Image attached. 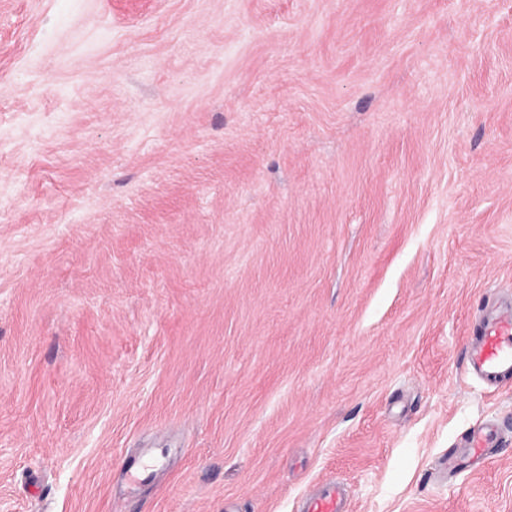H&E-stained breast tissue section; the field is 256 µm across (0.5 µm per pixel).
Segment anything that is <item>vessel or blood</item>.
Masks as SVG:
<instances>
[{"label":"vessel or blood","mask_w":512,"mask_h":512,"mask_svg":"<svg viewBox=\"0 0 512 512\" xmlns=\"http://www.w3.org/2000/svg\"><path fill=\"white\" fill-rule=\"evenodd\" d=\"M474 372L486 382H495L501 373L512 372V308L492 314L470 357ZM304 512H343V501L337 486L310 497Z\"/></svg>","instance_id":"1"}]
</instances>
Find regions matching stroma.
Instances as JSON below:
<instances>
[{
    "mask_svg": "<svg viewBox=\"0 0 512 512\" xmlns=\"http://www.w3.org/2000/svg\"><path fill=\"white\" fill-rule=\"evenodd\" d=\"M494 304L512 0H0V512H512ZM470 365L488 383L501 373L512 372V307L489 316ZM339 488L331 485L330 488L319 495L310 497L304 505L303 512H345Z\"/></svg>",
    "mask_w": 512,
    "mask_h": 512,
    "instance_id": "1",
    "label": "stroma"
}]
</instances>
